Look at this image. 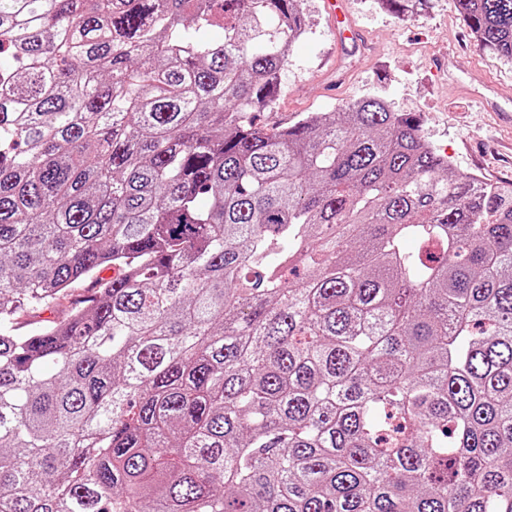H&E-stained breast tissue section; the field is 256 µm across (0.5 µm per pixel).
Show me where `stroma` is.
Wrapping results in <instances>:
<instances>
[{
    "label": "stroma",
    "mask_w": 512,
    "mask_h": 512,
    "mask_svg": "<svg viewBox=\"0 0 512 512\" xmlns=\"http://www.w3.org/2000/svg\"><path fill=\"white\" fill-rule=\"evenodd\" d=\"M349 2L352 21L368 40L367 56L333 86L336 44L324 0H303L306 32L262 121L287 125L377 94L395 111L420 116L424 138L456 172L512 183V125L479 100L495 85L512 94V61L480 48L454 0H424L401 14L382 0Z\"/></svg>",
    "instance_id": "stroma-1"
}]
</instances>
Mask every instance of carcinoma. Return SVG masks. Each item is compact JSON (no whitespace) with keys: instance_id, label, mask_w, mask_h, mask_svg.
Masks as SVG:
<instances>
[{"instance_id":"obj_1","label":"carcinoma","mask_w":512,"mask_h":512,"mask_svg":"<svg viewBox=\"0 0 512 512\" xmlns=\"http://www.w3.org/2000/svg\"><path fill=\"white\" fill-rule=\"evenodd\" d=\"M305 32L0 0V512H512V183L379 96L256 122Z\"/></svg>"}]
</instances>
